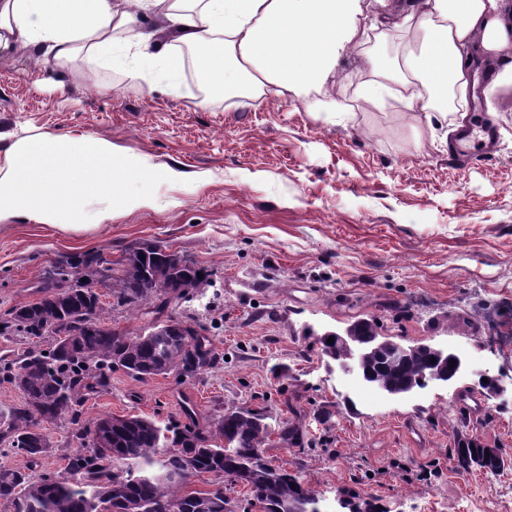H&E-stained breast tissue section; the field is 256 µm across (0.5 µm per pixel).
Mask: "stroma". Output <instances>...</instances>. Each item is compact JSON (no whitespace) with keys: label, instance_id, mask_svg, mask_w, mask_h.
I'll return each mask as SVG.
<instances>
[{"label":"stroma","instance_id":"1","mask_svg":"<svg viewBox=\"0 0 512 512\" xmlns=\"http://www.w3.org/2000/svg\"><path fill=\"white\" fill-rule=\"evenodd\" d=\"M397 41L391 32L342 57L333 95L346 111L331 122L295 97L244 108L221 96L200 104L187 88L148 94L105 60L46 83L34 50L0 59V158L18 139L66 132L159 171L152 206L114 204L99 229L0 223V313L35 301L37 282L83 240L115 261L157 243L213 281L168 311L204 324L224 364L186 381L113 371L83 423L130 413L165 422L186 396L205 414L263 410L275 427L290 404L307 435L269 455L318 492L323 512H336L345 488L384 512H512V404L486 397L477 375H512V350L490 342L512 330V90L472 106L493 119L492 155L450 161L444 129L425 113L367 104L348 85ZM461 316L467 328H456ZM370 317L402 343L474 358L455 384L409 397L349 383L316 336ZM466 394L482 398L477 419L459 406ZM461 435L500 449L503 469H458Z\"/></svg>","mask_w":512,"mask_h":512}]
</instances>
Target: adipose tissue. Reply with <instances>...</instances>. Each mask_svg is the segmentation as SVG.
Returning <instances> with one entry per match:
<instances>
[{
    "label": "adipose tissue",
    "mask_w": 512,
    "mask_h": 512,
    "mask_svg": "<svg viewBox=\"0 0 512 512\" xmlns=\"http://www.w3.org/2000/svg\"><path fill=\"white\" fill-rule=\"evenodd\" d=\"M0 0V54L40 50L47 73L81 76L98 59L134 80L154 75L182 93L181 47L212 88L246 86V106L287 94L324 120L341 108L324 87L342 55L394 31V61L370 60L356 91L365 102L394 101L455 126L442 109L466 107L485 63L512 86V0ZM369 16L368 26L358 24ZM157 173L137 155L97 137L56 134L17 140L0 161V222L36 216L41 224L102 227L110 205L153 203ZM101 206L90 210L92 199Z\"/></svg>",
    "instance_id": "ef3b65f1"
}]
</instances>
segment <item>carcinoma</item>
<instances>
[{"label": "carcinoma", "mask_w": 512, "mask_h": 512, "mask_svg": "<svg viewBox=\"0 0 512 512\" xmlns=\"http://www.w3.org/2000/svg\"><path fill=\"white\" fill-rule=\"evenodd\" d=\"M103 254L70 257L43 278L41 297L7 310L0 317L1 336L46 339L49 349H32L13 359L0 358V380L16 387L22 404L0 409V442L23 455L29 468L52 449L43 421L79 427L76 436L89 447L64 454L63 472L41 475L0 461V500L14 512H230L224 485H242L262 512H319L318 493L298 475L276 466L267 448L273 433L284 446L301 444L305 421L296 415L274 430L257 409L201 414L182 401V418L163 424L140 414L103 416L80 426L86 399L110 386L112 371L147 377L181 371L192 379L224 363L211 338L193 333L204 326L172 316L142 331L117 333L104 327L107 308L88 285L101 275ZM121 274L113 294L128 307L152 305L165 311L210 287V273L192 261L179 266L159 248L129 249L119 261ZM203 278H198V275ZM67 339L57 340L60 333ZM361 340L380 335L374 318L351 324ZM421 348L407 356L368 354L363 371L387 389L398 390L429 380L449 364ZM473 439L459 437L458 468L472 467ZM211 475V489H196L194 479Z\"/></svg>", "instance_id": "obj_1"}]
</instances>
